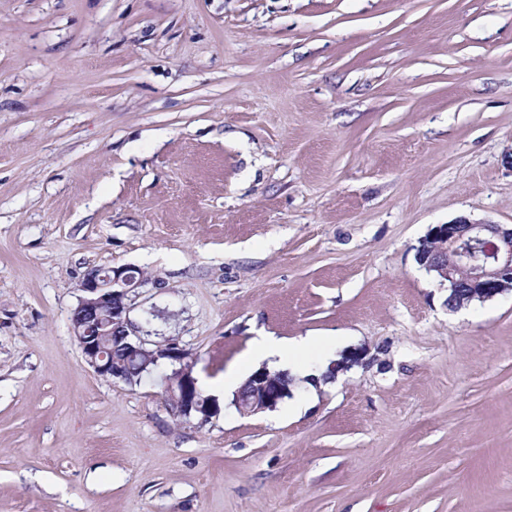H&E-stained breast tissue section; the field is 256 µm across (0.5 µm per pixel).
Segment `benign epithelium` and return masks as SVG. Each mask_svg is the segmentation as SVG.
I'll list each match as a JSON object with an SVG mask.
<instances>
[{"label":"benign epithelium","mask_w":512,"mask_h":512,"mask_svg":"<svg viewBox=\"0 0 512 512\" xmlns=\"http://www.w3.org/2000/svg\"><path fill=\"white\" fill-rule=\"evenodd\" d=\"M472 242L486 245L480 261H469L463 248ZM415 261L432 274L439 286L451 291L453 308H461L478 296L490 300L512 294V226L473 222L459 217L435 224L420 239ZM147 279L130 267L96 268L87 272L79 285L82 296L70 317L73 336L86 365L98 376L128 382L127 363L110 355L111 347L128 358L139 360L138 369L149 374L161 363L171 366L162 394L171 414L185 422H206L219 411L215 399L204 396L194 376L196 360L180 344L168 339L152 342L140 334L129 319L132 302ZM466 288L464 295L458 289ZM288 395V388L263 366L237 391L235 406L244 416L275 409Z\"/></svg>","instance_id":"7a95c632"}]
</instances>
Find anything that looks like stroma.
Returning a JSON list of instances; mask_svg holds the SVG:
<instances>
[{
	"instance_id": "35a3bbf8",
	"label": "stroma",
	"mask_w": 512,
	"mask_h": 512,
	"mask_svg": "<svg viewBox=\"0 0 512 512\" xmlns=\"http://www.w3.org/2000/svg\"><path fill=\"white\" fill-rule=\"evenodd\" d=\"M511 151L512 0H0V512H512V296L415 262ZM123 266L207 422L85 364ZM261 333L365 361L244 417Z\"/></svg>"
}]
</instances>
